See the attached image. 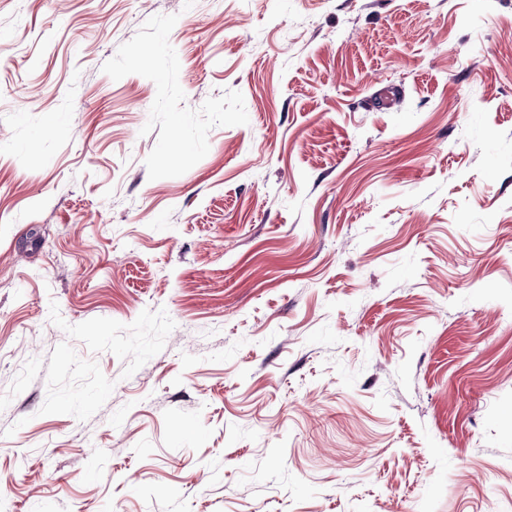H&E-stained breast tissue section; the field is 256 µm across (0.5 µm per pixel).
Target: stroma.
<instances>
[{"instance_id":"obj_1","label":"stroma","mask_w":512,"mask_h":512,"mask_svg":"<svg viewBox=\"0 0 512 512\" xmlns=\"http://www.w3.org/2000/svg\"><path fill=\"white\" fill-rule=\"evenodd\" d=\"M9 512H512V0H0Z\"/></svg>"}]
</instances>
